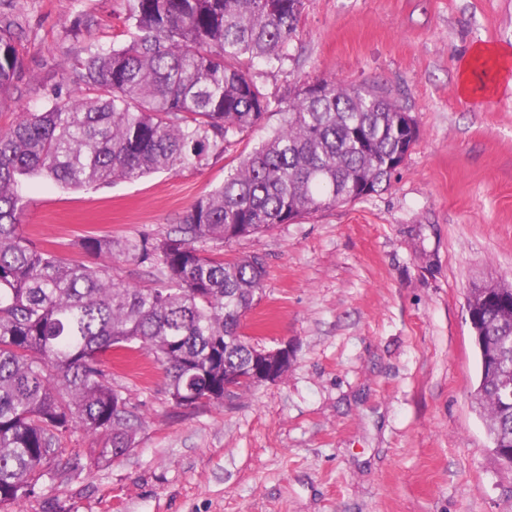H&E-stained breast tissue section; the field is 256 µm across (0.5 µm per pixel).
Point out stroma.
<instances>
[{
  "instance_id": "stroma-1",
  "label": "stroma",
  "mask_w": 512,
  "mask_h": 512,
  "mask_svg": "<svg viewBox=\"0 0 512 512\" xmlns=\"http://www.w3.org/2000/svg\"><path fill=\"white\" fill-rule=\"evenodd\" d=\"M0 16L22 34L0 130L76 95L74 59L111 47L127 24L126 0H0ZM478 46L512 50V0H305L292 60L254 63L259 81L279 94L317 78L385 92L414 118L416 144L385 190L218 245L266 263L241 331L289 346L282 377L183 410L148 353L113 354L133 451L94 464L100 435L73 430L60 445L77 472L45 480L25 512H512V473L474 398L466 312L472 285L512 284V91L461 92ZM282 123L270 113L202 166L135 182L27 179L22 231L65 261L98 264L78 246L85 236L174 232Z\"/></svg>"
}]
</instances>
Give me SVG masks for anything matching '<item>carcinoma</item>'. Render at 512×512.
Segmentation results:
<instances>
[{
	"label": "carcinoma",
	"instance_id": "1",
	"mask_svg": "<svg viewBox=\"0 0 512 512\" xmlns=\"http://www.w3.org/2000/svg\"><path fill=\"white\" fill-rule=\"evenodd\" d=\"M128 39L93 44L71 72L82 91L24 112L0 132V512H22L35 488L71 469L59 437L99 434L98 458L134 445L127 398L104 368L114 352L144 350L184 409L224 400V371L250 361L241 333L266 275L259 256L226 260L196 246L266 232L368 198L390 184L392 162L418 135L397 102L376 90L318 79L268 93L241 64L282 67L298 37L304 0H127ZM21 60L12 24L0 20V108ZM283 112L284 125L224 182L196 200L175 233L126 250L157 268L162 286L133 285L108 265L64 261L20 229L21 179L43 176L79 189L200 166L234 139ZM85 251L112 257V238ZM512 288L476 286L475 396L493 450L512 472Z\"/></svg>",
	"mask_w": 512,
	"mask_h": 512
}]
</instances>
